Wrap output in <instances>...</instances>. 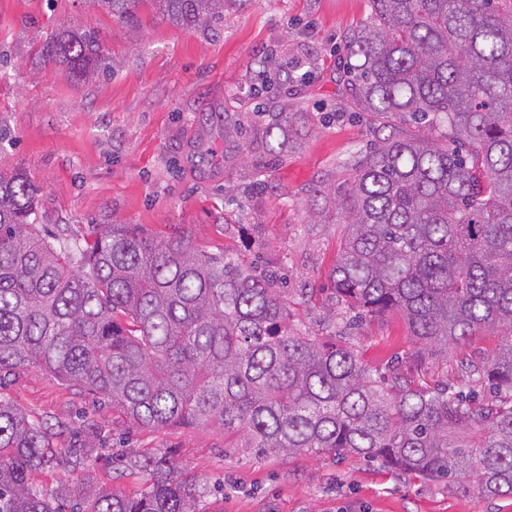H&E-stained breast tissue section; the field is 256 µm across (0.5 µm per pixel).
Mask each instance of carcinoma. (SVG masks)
<instances>
[{
	"label": "carcinoma",
	"instance_id": "cac0c4a2",
	"mask_svg": "<svg viewBox=\"0 0 512 512\" xmlns=\"http://www.w3.org/2000/svg\"><path fill=\"white\" fill-rule=\"evenodd\" d=\"M157 16L207 29L224 0H90L132 23ZM346 43L354 104L451 132L447 143L390 134L332 201L344 240L331 271L351 308L395 311L433 356L502 337L472 366L493 398L383 376L349 346L288 332L286 303L232 255L196 251L130 224H97L59 251L42 234L38 189L0 174V381L40 369L100 395L147 428L216 425L240 447L296 458L354 453L452 488L476 479L512 497V0H370ZM42 56L78 84L108 71L97 34L47 40ZM299 136L287 112L263 131L276 153ZM0 399V512H198L196 486L164 453L131 456L135 496L87 483L51 493L30 473L98 451L90 430L53 441Z\"/></svg>",
	"mask_w": 512,
	"mask_h": 512
}]
</instances>
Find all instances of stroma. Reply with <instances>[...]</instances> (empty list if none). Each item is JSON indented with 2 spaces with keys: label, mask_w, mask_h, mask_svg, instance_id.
I'll return each instance as SVG.
<instances>
[{
  "label": "stroma",
  "mask_w": 512,
  "mask_h": 512,
  "mask_svg": "<svg viewBox=\"0 0 512 512\" xmlns=\"http://www.w3.org/2000/svg\"><path fill=\"white\" fill-rule=\"evenodd\" d=\"M136 14L122 24L88 0H0V173L19 169L40 186L50 241L69 245L95 224H133L154 237L181 231L203 253L253 263L287 297L295 332L349 345L380 372L397 365L489 397L468 365L490 357L500 337L414 356L415 338L398 315L354 322L329 276L342 227L315 221L322 193L341 190L387 132L424 133L397 115L379 127L340 78L345 39L368 21L369 0H226L212 31L159 20L145 2ZM86 27L112 70L74 85L39 50ZM285 66L294 82L262 89L259 70ZM284 107L301 135L275 155L258 131L266 113ZM228 114L241 130L230 141ZM0 398L65 431H97L103 449L79 469L32 473L46 489L86 477L139 492L142 476L122 456L159 451L177 477L197 484L200 512H512V497L485 498L472 480L449 489L353 453L285 460L225 447L210 425L142 428L37 369L1 383Z\"/></svg>",
  "instance_id": "stroma-1"
}]
</instances>
